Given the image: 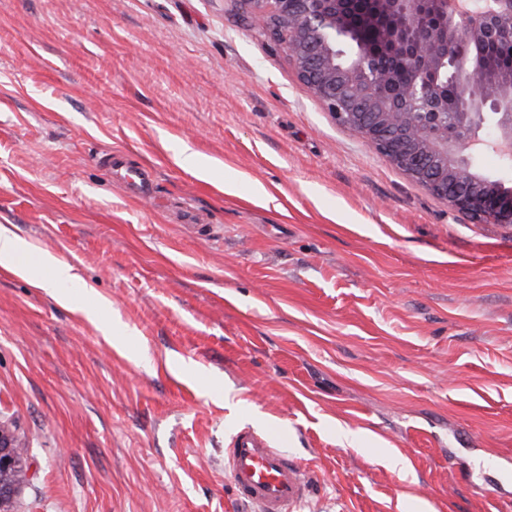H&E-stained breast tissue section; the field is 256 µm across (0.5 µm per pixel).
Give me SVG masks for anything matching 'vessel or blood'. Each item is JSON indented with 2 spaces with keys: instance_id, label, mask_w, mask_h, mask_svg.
Returning <instances> with one entry per match:
<instances>
[{
  "instance_id": "1",
  "label": "vessel or blood",
  "mask_w": 512,
  "mask_h": 512,
  "mask_svg": "<svg viewBox=\"0 0 512 512\" xmlns=\"http://www.w3.org/2000/svg\"><path fill=\"white\" fill-rule=\"evenodd\" d=\"M104 164L122 172L135 196H152L150 170L131 167L121 152L109 155ZM225 461L237 499L252 505L254 512H298L308 496L309 480L301 466L268 433L239 428L225 450Z\"/></svg>"
}]
</instances>
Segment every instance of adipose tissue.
<instances>
[{
	"mask_svg": "<svg viewBox=\"0 0 512 512\" xmlns=\"http://www.w3.org/2000/svg\"><path fill=\"white\" fill-rule=\"evenodd\" d=\"M29 255L28 244L12 233L9 228L0 225L1 270L30 276L36 287L54 289L62 296L66 295L68 285L76 283L77 275L73 267L49 254L43 257L42 272L32 273L29 267Z\"/></svg>",
	"mask_w": 512,
	"mask_h": 512,
	"instance_id": "adipose-tissue-1",
	"label": "adipose tissue"
}]
</instances>
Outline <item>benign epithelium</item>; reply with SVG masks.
Wrapping results in <instances>:
<instances>
[{
    "mask_svg": "<svg viewBox=\"0 0 512 512\" xmlns=\"http://www.w3.org/2000/svg\"><path fill=\"white\" fill-rule=\"evenodd\" d=\"M238 2L327 111L390 165L458 212L512 224V187L473 165L488 149L512 159V70L459 84L451 100L441 80L462 41L474 47L467 64L481 77L490 54L512 46V0H366L376 50L353 24L359 0ZM15 438L0 424L2 474L15 469Z\"/></svg>",
    "mask_w": 512,
    "mask_h": 512,
    "instance_id": "1",
    "label": "benign epithelium"
}]
</instances>
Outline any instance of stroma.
<instances>
[{
	"label": "stroma",
	"instance_id": "stroma-1",
	"mask_svg": "<svg viewBox=\"0 0 512 512\" xmlns=\"http://www.w3.org/2000/svg\"><path fill=\"white\" fill-rule=\"evenodd\" d=\"M1 224L80 276L66 306L0 271L16 512H252L247 425L303 512H512V224L340 125L237 0H0ZM103 164L111 172L113 170L123 171V178L126 186L137 197H152L153 182L152 174L147 168H133L122 152H116L104 159ZM225 461L237 499L254 512H297L308 497L301 466L268 433L239 428L225 448Z\"/></svg>",
	"mask_w": 512,
	"mask_h": 512
}]
</instances>
